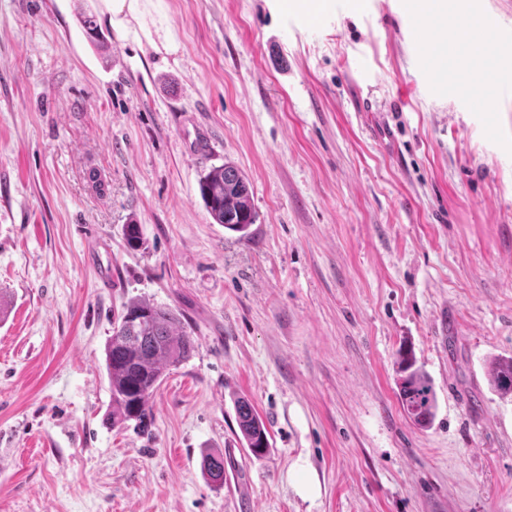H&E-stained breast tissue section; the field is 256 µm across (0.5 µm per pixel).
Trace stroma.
Here are the masks:
<instances>
[{"label": "stroma", "instance_id": "35a3bbf8", "mask_svg": "<svg viewBox=\"0 0 512 512\" xmlns=\"http://www.w3.org/2000/svg\"><path fill=\"white\" fill-rule=\"evenodd\" d=\"M405 2L158 0L165 54L103 22L94 45L99 0H0V512H512V395L489 376L512 357V53L497 111H473L466 65L431 83ZM458 7L512 40V0ZM227 162L244 238L199 195ZM132 298L196 345L145 434L107 420ZM402 348L436 391L425 429ZM199 193L217 224L245 233L256 222L249 182L233 164L212 167L199 180ZM398 396L406 416L419 426L428 425L436 410L432 380L416 360L404 350L398 352ZM235 410L239 429L250 454L255 459H262L269 448V432L265 422L251 402L244 397L235 401ZM201 466L203 475L210 482L224 484V455L207 452L202 456Z\"/></svg>", "mask_w": 512, "mask_h": 512}]
</instances>
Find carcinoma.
I'll list each match as a JSON object with an SVG mask.
<instances>
[{
  "label": "carcinoma",
  "instance_id": "cac0c4a2",
  "mask_svg": "<svg viewBox=\"0 0 512 512\" xmlns=\"http://www.w3.org/2000/svg\"><path fill=\"white\" fill-rule=\"evenodd\" d=\"M199 193L217 224L244 233L256 222L249 182L234 165L209 169L199 180ZM195 349L193 337L174 310L146 299H131L105 345L110 379L112 425L133 421L141 426L149 418L151 396L170 366L187 360ZM398 396L406 416L419 426L428 425L436 410V393L427 373L406 351L398 352ZM491 383L502 394L512 392V358L493 363ZM239 429L250 454L260 460L269 448V432L251 402L235 401ZM202 473L212 483L224 484V455L202 456Z\"/></svg>",
  "mask_w": 512,
  "mask_h": 512
}]
</instances>
